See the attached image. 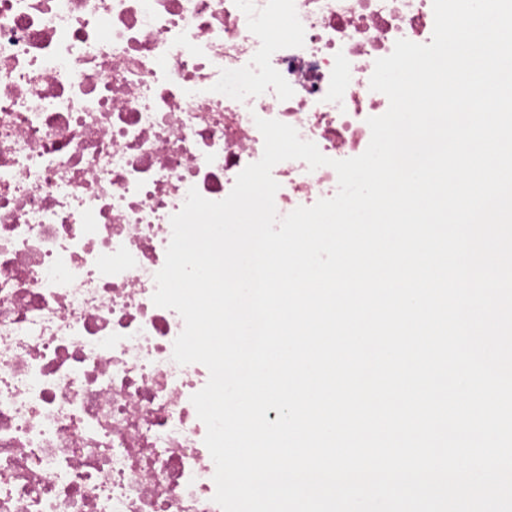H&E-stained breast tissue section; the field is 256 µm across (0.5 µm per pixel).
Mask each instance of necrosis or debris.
Segmentation results:
<instances>
[{
  "label": "necrosis or debris",
  "mask_w": 512,
  "mask_h": 512,
  "mask_svg": "<svg viewBox=\"0 0 512 512\" xmlns=\"http://www.w3.org/2000/svg\"><path fill=\"white\" fill-rule=\"evenodd\" d=\"M433 0H0V512H221L209 379L154 305L170 218L260 160L256 118L362 154ZM278 215L338 176L286 160Z\"/></svg>",
  "instance_id": "1"
}]
</instances>
